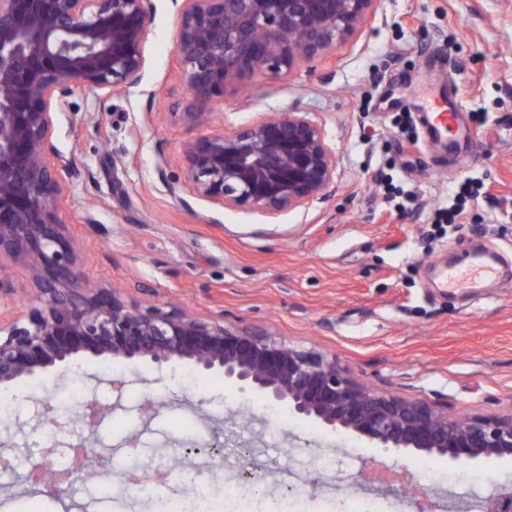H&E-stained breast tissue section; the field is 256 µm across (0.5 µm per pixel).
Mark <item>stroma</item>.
<instances>
[{"mask_svg": "<svg viewBox=\"0 0 512 512\" xmlns=\"http://www.w3.org/2000/svg\"><path fill=\"white\" fill-rule=\"evenodd\" d=\"M140 85L103 97L73 88L58 113L53 143L64 163L90 167L94 182L72 179L57 216L68 224L90 280L189 313H223L224 323L261 330L336 356L359 379L408 398L447 404L450 411L512 407V0H385L382 10L328 60L301 63L287 76L259 77L228 96L211 130H231L295 109L324 123L336 152L326 196L276 215L222 209L194 197L185 183L183 145L201 135L185 117L189 101L177 75L178 29L172 0H153ZM465 100L455 126L411 146L423 133L422 109ZM168 165L158 172L156 159ZM412 190L402 212L385 199L380 175ZM467 179L485 194L469 201L462 225L444 234L431 218ZM470 248L499 259V275L482 296L433 284L436 268L464 262ZM191 366L164 373L134 371L123 396L97 428L94 455L112 451L118 512H156L129 498L123 482L130 434L139 464L168 457L179 444L223 425V467L203 471L216 484L238 481L237 443L251 441L256 460L270 449L303 445L297 467L323 456L334 466L309 493L305 512H342L360 491L363 512H414L417 462L349 436L326 435L287 419L264 418L266 403L220 381L190 383ZM165 402L151 417L138 395ZM28 392L0 389L17 407L11 440L21 456L37 455L43 429L24 406ZM207 400V415L195 407ZM192 420L193 431L182 423ZM435 501L477 505L490 485L469 484L462 469L435 461ZM64 512L67 502L36 497L20 471L0 474V512Z\"/></svg>", "mask_w": 512, "mask_h": 512, "instance_id": "stroma-1", "label": "stroma"}]
</instances>
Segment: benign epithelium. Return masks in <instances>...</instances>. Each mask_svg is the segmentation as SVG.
<instances>
[{
    "mask_svg": "<svg viewBox=\"0 0 512 512\" xmlns=\"http://www.w3.org/2000/svg\"><path fill=\"white\" fill-rule=\"evenodd\" d=\"M179 23L178 76L185 116L196 125L251 77L291 72L363 27L383 0H173ZM152 0H0V268L29 264L38 304L21 307L0 278V388L86 359L157 369L186 363L220 375L243 392L288 407L327 433L411 457L437 458L450 469L512 458V410L455 415L448 407L407 399L357 379L334 356L247 328L224 315L188 314L164 303L143 305L81 272L70 227L55 214L69 180H94L89 169L58 162L55 116L76 86L107 96L139 86ZM192 193L224 209L278 213L326 195L336 153L322 124L294 109L231 131L202 135L183 147ZM112 404L93 393L77 408L80 432L47 401L34 416L50 427L24 482L44 480L61 436L87 446ZM223 428L189 451L223 455ZM161 488L179 492L173 469L152 468ZM272 469L252 460L243 487L266 485ZM482 512H512V487L496 486Z\"/></svg>",
    "mask_w": 512,
    "mask_h": 512,
    "instance_id": "7a95c632",
    "label": "benign epithelium"
}]
</instances>
